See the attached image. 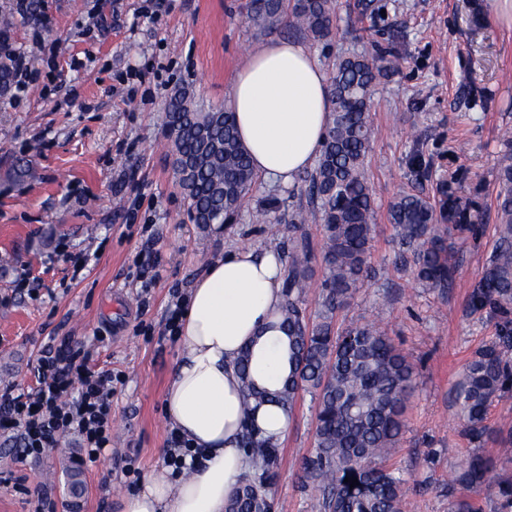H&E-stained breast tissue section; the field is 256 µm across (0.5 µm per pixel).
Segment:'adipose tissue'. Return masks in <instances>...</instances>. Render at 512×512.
<instances>
[{"mask_svg":"<svg viewBox=\"0 0 512 512\" xmlns=\"http://www.w3.org/2000/svg\"><path fill=\"white\" fill-rule=\"evenodd\" d=\"M328 86L317 56L297 41L274 38L247 56L228 106L258 176L287 187L314 165L330 125ZM284 272L277 250L238 248L196 278L162 400L172 428L199 458L184 478L170 467L155 468L124 499L122 512H224L250 467L238 446L243 424L264 437H284L289 421L280 406L245 413L235 366L247 349L258 386L275 388L287 375L288 340L272 327L283 304Z\"/></svg>","mask_w":512,"mask_h":512,"instance_id":"1","label":"adipose tissue"}]
</instances>
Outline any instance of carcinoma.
I'll return each instance as SVG.
<instances>
[{
	"label": "carcinoma",
	"mask_w": 512,
	"mask_h": 512,
	"mask_svg": "<svg viewBox=\"0 0 512 512\" xmlns=\"http://www.w3.org/2000/svg\"><path fill=\"white\" fill-rule=\"evenodd\" d=\"M338 0H249L247 18L259 34L288 27L316 43L334 32ZM14 16L0 10V93L14 79L7 56ZM397 62L360 54L336 59L330 73L332 122L308 177L310 207L289 215L299 236L288 252L283 283L284 305L278 328L287 332L290 372L275 392L258 389L248 375L249 354L238 362L244 404L268 398L293 410L300 392L317 403L314 448L302 459L303 479L315 489L313 512H402L405 480L386 461L404 427L413 391L414 365L386 333L371 324L336 329V312L363 286L372 239L374 195L367 176L370 141V97ZM167 139L178 186L189 203L193 223L215 232L239 215L257 183L232 113L202 110L187 87L167 100ZM506 148L497 171L500 191L497 217L500 243L484 276L467 287L473 312L485 309L498 319V340L486 345L465 366L453 386V405L462 434L471 442L487 436L492 403L512 383V131L504 130ZM5 176L15 181L33 177L28 162L16 161ZM482 208L462 191L453 175L439 187L432 203L405 191L389 206L402 245L413 250L414 275L426 288H449L455 271L445 235L459 237L482 220ZM324 226L322 259L326 278L317 320L306 318L305 288L312 276V250L303 225ZM240 445L253 463L252 472L224 505V512H272L268 488L282 467L280 442L257 436L247 427ZM512 464V439L496 456L472 454L453 483L463 490L451 512H482L470 492L492 482L498 464ZM358 479L350 487L345 478Z\"/></svg>",
	"instance_id": "cac0c4a2"
}]
</instances>
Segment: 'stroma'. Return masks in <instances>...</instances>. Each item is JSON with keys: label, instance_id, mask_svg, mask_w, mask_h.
I'll return each instance as SVG.
<instances>
[{"label": "stroma", "instance_id": "obj_1", "mask_svg": "<svg viewBox=\"0 0 512 512\" xmlns=\"http://www.w3.org/2000/svg\"><path fill=\"white\" fill-rule=\"evenodd\" d=\"M41 18L16 17L11 43L31 76L15 100L0 98V172L25 159L35 178L0 181V388L34 387L32 362L49 339L88 345L93 364L122 376L112 394V451L78 458L75 436L37 461H15L0 437V512H121L122 501L163 462L172 429L162 393L178 339L165 335L169 305L225 251L287 252V220L258 224L259 204L306 201V183L258 181L236 223L201 231L173 172L166 101L190 88L203 109L223 107L239 65L258 47L246 0H42ZM484 0H339L337 34L312 44L324 69L354 54L402 59L370 100L367 171L374 194L369 275L336 314L337 327L372 323L415 365V393L389 463L406 479L403 512H449L448 487L476 451L495 454L512 431V386L489 410L481 443L461 433L450 388L463 366L497 340L496 320L471 312L477 282L499 245L500 134L512 129V28ZM422 153V175L409 169ZM483 208L468 238L449 236L456 287L438 292L414 277L388 220L413 189L436 197L449 174ZM106 332L96 342L97 332ZM316 404L301 393L268 492L274 512H311L300 461L314 444ZM79 472L82 489L71 491ZM25 478L31 494L19 493Z\"/></svg>", "mask_w": 512, "mask_h": 512}]
</instances>
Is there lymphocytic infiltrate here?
<instances>
[{
    "mask_svg": "<svg viewBox=\"0 0 512 512\" xmlns=\"http://www.w3.org/2000/svg\"><path fill=\"white\" fill-rule=\"evenodd\" d=\"M32 370L36 389L0 390V436L24 461L42 458L74 433L82 459L96 462L112 446L111 370L92 369L88 352L69 343L46 344Z\"/></svg>",
    "mask_w": 512,
    "mask_h": 512,
    "instance_id": "obj_1",
    "label": "lymphocytic infiltrate"
}]
</instances>
